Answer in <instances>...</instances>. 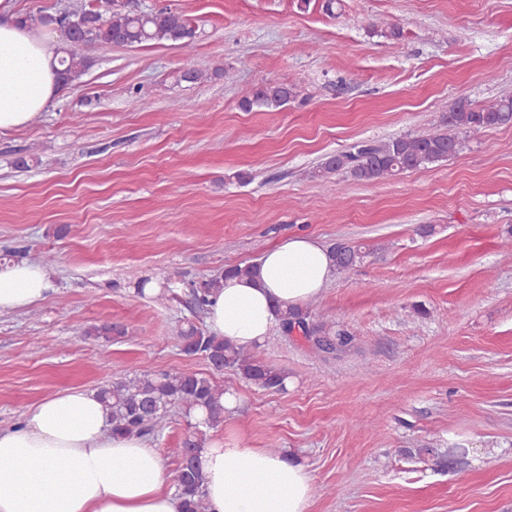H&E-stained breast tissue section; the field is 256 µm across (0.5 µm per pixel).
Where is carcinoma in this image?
<instances>
[{"label":"carcinoma","instance_id":"1","mask_svg":"<svg viewBox=\"0 0 512 512\" xmlns=\"http://www.w3.org/2000/svg\"><path fill=\"white\" fill-rule=\"evenodd\" d=\"M69 20L80 21L82 29L79 39L69 37L61 48V79L65 85L77 79L89 65L87 57L78 52L80 46L117 39L125 46L171 41L187 47L196 37L188 19L178 13L168 9L134 13L125 10L119 0H94L87 6L60 11L57 23L62 25ZM297 96V86L293 84L267 83L244 101V107L247 110L255 106L279 108ZM446 124L448 129L441 132L400 134L378 143L356 142L349 150L317 165L313 177L326 178L345 172L358 181H377L446 161L463 149L465 141L460 134L512 125V93H504L478 108L460 99L448 112ZM330 254L337 271L342 272L363 262L368 252L360 245L342 242L331 247ZM221 287L223 276L191 283L189 295L194 307L206 310L209 296ZM279 320L283 333L302 334L312 353L324 360L338 358L353 345L354 336L350 333L336 329L331 323L311 320L309 310L302 307L279 313ZM84 334L108 339L113 335L125 336L127 331L103 324L84 330ZM177 337L183 353L205 359L217 371L232 369L267 390L279 391L285 387L287 375L256 357L249 347L236 345L192 322L182 324ZM226 392V388L202 374L170 372H147L98 390L111 412L112 434L143 436L163 429L174 409L190 419L196 410L203 409L206 417L203 423H195V427H219L224 423ZM204 444L205 438L197 430L183 441L184 460L179 462L176 476L183 512H209L200 460Z\"/></svg>","mask_w":512,"mask_h":512}]
</instances>
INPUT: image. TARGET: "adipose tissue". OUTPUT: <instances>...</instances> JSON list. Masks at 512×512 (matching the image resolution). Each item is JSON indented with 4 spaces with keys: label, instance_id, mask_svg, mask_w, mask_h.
I'll use <instances>...</instances> for the list:
<instances>
[{
    "label": "adipose tissue",
    "instance_id": "ef3b65f1",
    "mask_svg": "<svg viewBox=\"0 0 512 512\" xmlns=\"http://www.w3.org/2000/svg\"><path fill=\"white\" fill-rule=\"evenodd\" d=\"M54 34L35 33L16 14L0 16V131L27 126L60 91ZM335 272L326 247L304 234L269 247L253 276L229 277L212 298L210 332L252 347L278 328L277 309L316 298ZM45 268L0 263V314L41 302ZM211 512H310L312 477L291 454L208 442L202 450ZM156 448L111 432L96 391L45 397L0 430V512H180Z\"/></svg>",
    "mask_w": 512,
    "mask_h": 512
}]
</instances>
